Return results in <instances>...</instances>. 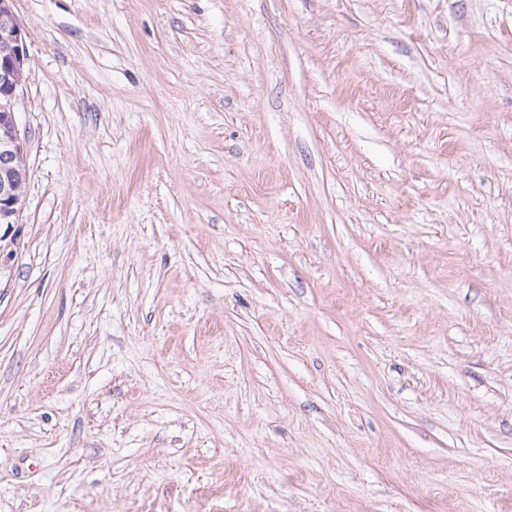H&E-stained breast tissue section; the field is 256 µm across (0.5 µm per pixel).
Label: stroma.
<instances>
[{
  "mask_svg": "<svg viewBox=\"0 0 512 512\" xmlns=\"http://www.w3.org/2000/svg\"><path fill=\"white\" fill-rule=\"evenodd\" d=\"M11 7L0 512H512V0ZM11 0L0 1V246L17 252L20 245L21 214L25 208L28 172L25 165L26 139L16 117L18 90L24 80L27 48L24 32L13 15ZM0 249V282L12 272L16 254Z\"/></svg>",
  "mask_w": 512,
  "mask_h": 512,
  "instance_id": "obj_1",
  "label": "stroma"
}]
</instances>
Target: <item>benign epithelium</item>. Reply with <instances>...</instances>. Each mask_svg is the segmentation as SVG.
<instances>
[{"mask_svg": "<svg viewBox=\"0 0 512 512\" xmlns=\"http://www.w3.org/2000/svg\"><path fill=\"white\" fill-rule=\"evenodd\" d=\"M11 0H0V241L20 237L26 197V139L16 117L18 90L24 80L26 41L13 15Z\"/></svg>", "mask_w": 512, "mask_h": 512, "instance_id": "obj_1", "label": "benign epithelium"}]
</instances>
